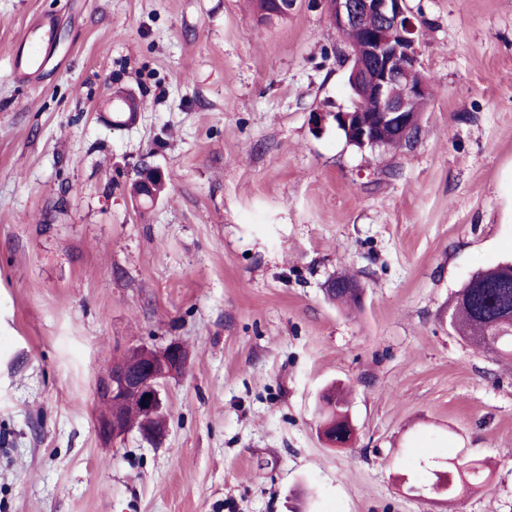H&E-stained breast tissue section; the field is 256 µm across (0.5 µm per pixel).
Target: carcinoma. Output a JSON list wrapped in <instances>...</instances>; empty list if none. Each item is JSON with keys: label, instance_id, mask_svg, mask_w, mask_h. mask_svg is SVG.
<instances>
[{"label": "carcinoma", "instance_id": "obj_1", "mask_svg": "<svg viewBox=\"0 0 512 512\" xmlns=\"http://www.w3.org/2000/svg\"><path fill=\"white\" fill-rule=\"evenodd\" d=\"M139 103L131 94H119L113 100V123L123 124L137 110ZM329 294L345 305H357L360 292L350 288L330 286ZM449 326L464 340L479 350L496 357H512V263L505 262L482 270L454 293L449 314ZM502 332L494 345L487 336ZM322 404L317 407L319 429L327 440L353 434L349 420V403L344 392L330 387L321 392ZM464 466V474L478 480L487 469L486 462L457 456Z\"/></svg>", "mask_w": 512, "mask_h": 512}]
</instances>
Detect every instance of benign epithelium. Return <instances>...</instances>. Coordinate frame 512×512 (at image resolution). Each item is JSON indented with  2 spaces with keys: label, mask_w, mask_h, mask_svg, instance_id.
I'll list each match as a JSON object with an SVG mask.
<instances>
[{
  "label": "benign epithelium",
  "mask_w": 512,
  "mask_h": 512,
  "mask_svg": "<svg viewBox=\"0 0 512 512\" xmlns=\"http://www.w3.org/2000/svg\"><path fill=\"white\" fill-rule=\"evenodd\" d=\"M323 4L337 32L356 34L359 50L338 49L341 67L348 73L352 105L332 113L314 112L312 123L321 128L333 117L347 133L348 144L360 150L387 148L398 139L415 140L431 87L420 60V28L408 0H323ZM295 6V0H268L263 15L279 17ZM138 172L149 194L155 182L166 181L164 170L146 159ZM188 363L189 354L177 341L159 350L141 347L132 355L114 358L96 387L102 407L96 420L101 444L109 446L135 429L148 437L162 435L166 420L159 383L183 373ZM133 398L140 401L137 417L127 408Z\"/></svg>",
  "instance_id": "7a95c632"
}]
</instances>
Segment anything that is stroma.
<instances>
[{
	"label": "stroma",
	"mask_w": 512,
	"mask_h": 512,
	"mask_svg": "<svg viewBox=\"0 0 512 512\" xmlns=\"http://www.w3.org/2000/svg\"><path fill=\"white\" fill-rule=\"evenodd\" d=\"M408 4L431 95L416 141L372 152L311 125L349 104L319 0H0V512H512V362L448 327L512 260V0ZM39 15L55 52L20 82ZM146 157L172 180L144 209ZM174 340L164 436L102 446L99 376ZM333 382L345 447L317 430ZM458 455L491 477L427 491ZM55 28L54 18L44 16L35 23L36 32L41 33L40 41H30L27 36H23L17 41L13 58L15 75L30 81L39 77L42 71L40 60L42 57H46L54 46L53 32Z\"/></svg>",
	"instance_id": "1"
}]
</instances>
